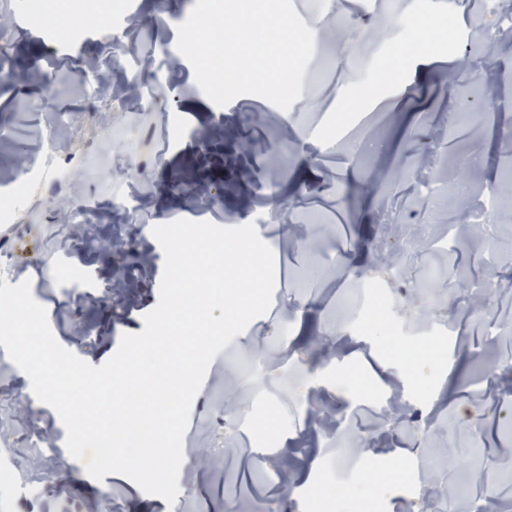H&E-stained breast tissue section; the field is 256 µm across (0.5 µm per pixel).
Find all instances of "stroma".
I'll list each match as a JSON object with an SVG mask.
<instances>
[{
  "label": "stroma",
  "instance_id": "stroma-1",
  "mask_svg": "<svg viewBox=\"0 0 512 512\" xmlns=\"http://www.w3.org/2000/svg\"><path fill=\"white\" fill-rule=\"evenodd\" d=\"M0 0V205L11 212L0 250L10 284L30 280L57 341L100 366L123 335L141 332L158 302L164 257L153 226L177 219L223 227L255 223L275 257L267 314L211 363L184 436L175 503L130 479L97 481L65 445L56 412L0 354V512H45L72 492L78 512H409L389 484L418 480L426 512H512V200L490 218L482 246L460 239L454 259L428 252L449 223L464 224L457 190L498 189L512 163V33L491 41L494 14L474 0H293L329 43L315 52L289 110L258 96L219 107L204 99L177 48L196 0ZM110 25H103V18ZM451 37L419 39L420 18ZM411 41L401 78L391 47ZM110 81L128 107L98 109ZM406 97L390 112L374 97ZM489 113L487 124L471 116ZM61 177L41 176L46 158ZM277 173V195L264 186ZM448 194L419 224L415 178ZM89 212L94 239L72 218ZM454 263L463 283L422 287L430 266ZM404 264L383 305L366 282ZM132 282L128 295L117 286ZM447 330L428 336L417 314ZM352 342L390 366L329 356ZM238 394L224 402L225 390ZM482 414L473 430V411ZM364 439L366 474L336 450ZM208 458L194 469L195 449Z\"/></svg>",
  "mask_w": 512,
  "mask_h": 512
}]
</instances>
